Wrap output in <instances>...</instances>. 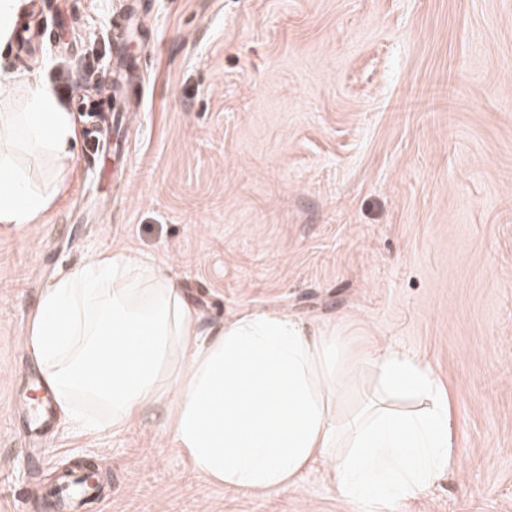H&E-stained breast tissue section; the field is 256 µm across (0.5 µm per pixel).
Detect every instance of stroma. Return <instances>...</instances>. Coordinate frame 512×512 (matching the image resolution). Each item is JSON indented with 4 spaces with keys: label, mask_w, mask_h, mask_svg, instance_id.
I'll use <instances>...</instances> for the list:
<instances>
[{
    "label": "stroma",
    "mask_w": 512,
    "mask_h": 512,
    "mask_svg": "<svg viewBox=\"0 0 512 512\" xmlns=\"http://www.w3.org/2000/svg\"><path fill=\"white\" fill-rule=\"evenodd\" d=\"M120 151L105 86L123 0H28L4 53L69 96L82 135L42 223L0 224V512H512V0H141ZM159 258L203 328L288 312L341 349L337 413L376 393L368 354L420 355L448 395L447 470L409 498L337 497L324 467L269 493L195 473L164 406L122 431L20 410L41 293L90 256ZM67 503L75 500L92 499L97 497V485L81 476L71 480L63 489Z\"/></svg>",
    "instance_id": "1"
}]
</instances>
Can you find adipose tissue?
<instances>
[{
	"mask_svg": "<svg viewBox=\"0 0 512 512\" xmlns=\"http://www.w3.org/2000/svg\"><path fill=\"white\" fill-rule=\"evenodd\" d=\"M78 134L50 81L0 67V224L41 223L55 199L17 149L64 171ZM25 343L63 418L83 422V397L119 430L165 405L194 470L228 488L272 492L319 463L342 499L379 501L417 494L448 465V398L417 355L380 348L368 360L385 392L417 394L427 408L406 414L381 400L341 420L335 336L306 335L287 314L267 312L202 334L180 283L136 253L96 254L47 289Z\"/></svg>",
	"mask_w": 512,
	"mask_h": 512,
	"instance_id": "ef3b65f1",
	"label": "adipose tissue"
}]
</instances>
